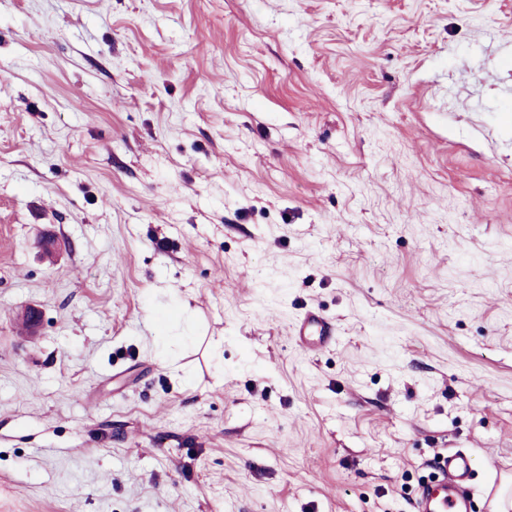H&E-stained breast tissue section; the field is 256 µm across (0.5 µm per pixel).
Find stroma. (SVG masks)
<instances>
[{
  "instance_id": "1",
  "label": "stroma",
  "mask_w": 512,
  "mask_h": 512,
  "mask_svg": "<svg viewBox=\"0 0 512 512\" xmlns=\"http://www.w3.org/2000/svg\"><path fill=\"white\" fill-rule=\"evenodd\" d=\"M450 451L512 479V0H0V512H415ZM295 343L303 350L320 352L336 343V323L320 309L309 308L302 313L291 327Z\"/></svg>"
}]
</instances>
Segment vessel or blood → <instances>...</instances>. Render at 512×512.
I'll return each instance as SVG.
<instances>
[{
    "label": "vessel or blood",
    "mask_w": 512,
    "mask_h": 512,
    "mask_svg": "<svg viewBox=\"0 0 512 512\" xmlns=\"http://www.w3.org/2000/svg\"><path fill=\"white\" fill-rule=\"evenodd\" d=\"M291 335L301 349L319 352L335 344L337 328L320 309L310 308L295 320ZM436 470L434 480L418 488L416 512H475L470 456L460 451L441 455Z\"/></svg>",
    "instance_id": "vessel-or-blood-1"
}]
</instances>
